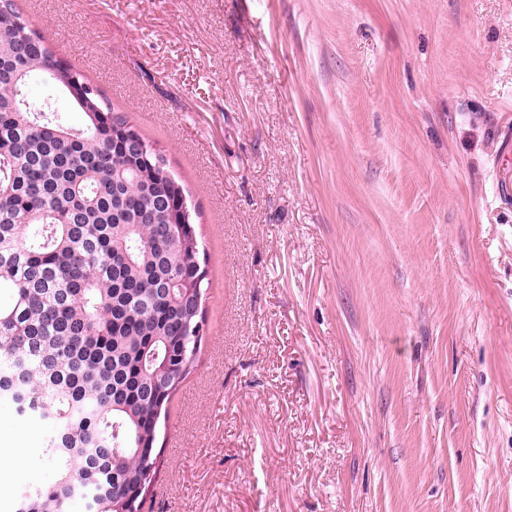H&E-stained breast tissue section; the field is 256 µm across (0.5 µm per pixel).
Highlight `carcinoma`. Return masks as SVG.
I'll list each match as a JSON object with an SVG mask.
<instances>
[{"instance_id": "obj_1", "label": "carcinoma", "mask_w": 512, "mask_h": 512, "mask_svg": "<svg viewBox=\"0 0 512 512\" xmlns=\"http://www.w3.org/2000/svg\"><path fill=\"white\" fill-rule=\"evenodd\" d=\"M0 401L42 429L49 483L11 512H141L208 288L166 156L0 0ZM82 114L35 100L39 79Z\"/></svg>"}]
</instances>
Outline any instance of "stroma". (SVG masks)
Returning <instances> with one entry per match:
<instances>
[{
    "label": "stroma",
    "mask_w": 512,
    "mask_h": 512,
    "mask_svg": "<svg viewBox=\"0 0 512 512\" xmlns=\"http://www.w3.org/2000/svg\"><path fill=\"white\" fill-rule=\"evenodd\" d=\"M14 3L199 208L143 512H512V0Z\"/></svg>",
    "instance_id": "1"
}]
</instances>
